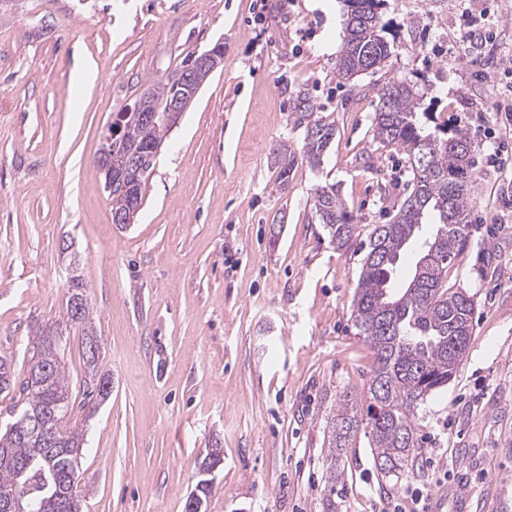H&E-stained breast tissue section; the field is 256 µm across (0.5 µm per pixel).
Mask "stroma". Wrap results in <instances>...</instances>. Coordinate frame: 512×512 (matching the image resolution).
Returning a JSON list of instances; mask_svg holds the SVG:
<instances>
[{"mask_svg":"<svg viewBox=\"0 0 512 512\" xmlns=\"http://www.w3.org/2000/svg\"><path fill=\"white\" fill-rule=\"evenodd\" d=\"M490 44L456 45L463 10ZM345 0H0V356L26 376L37 327L60 322L61 365L82 402L81 512H186L209 448L224 461L203 512H512V166L472 137L469 240L447 285L475 303L456 374L414 412V469L377 470L358 435L335 491L326 424L361 397L375 356L351 322L368 234L408 174L374 136L377 87L414 85L437 124L475 109L512 147V122L471 74L481 54L512 67V0H384L393 53L342 83ZM224 61L168 132L132 224L112 221L98 164L111 115L187 54ZM92 61L94 84L73 81ZM336 135L300 160L308 122ZM296 161L282 173L277 149ZM335 186L360 229L336 249L314 209ZM101 337L107 399L86 383L82 328L67 325L73 276Z\"/></svg>","mask_w":512,"mask_h":512,"instance_id":"obj_1","label":"stroma"}]
</instances>
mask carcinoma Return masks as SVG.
<instances>
[{
	"label": "carcinoma",
	"instance_id": "carcinoma-1",
	"mask_svg": "<svg viewBox=\"0 0 512 512\" xmlns=\"http://www.w3.org/2000/svg\"><path fill=\"white\" fill-rule=\"evenodd\" d=\"M344 42L336 62L341 81L381 69L392 54L379 12L382 0H347ZM420 94L410 85L389 82L378 89L374 136L399 146L406 159L409 192L386 224H376L368 235L351 318L357 335L375 354V367L366 392L355 401L339 400L330 417L326 478L336 487L341 475L336 457L351 447L358 432L368 435L377 469L400 473L413 465L419 437L413 423L418 402L448 384L464 354L453 345L460 336H473L474 300L465 291L444 287L443 269L465 250L469 236L470 189L474 165L472 141L463 130L447 137L428 134L419 122ZM167 128L158 121L132 127L128 140L146 147L163 139ZM336 128L321 120L306 129L301 158L312 166L333 140ZM152 164L141 162L124 170L136 207L142 206L143 185ZM315 213L336 248L349 246L359 236V225L334 187L321 186L314 196ZM416 249L425 261L420 275L406 287L393 283L401 264L385 258H403ZM68 320L84 325L85 357L91 378L100 381L99 356L91 345L100 337L89 325L90 307L84 284L71 280L66 302ZM39 367L48 372L33 379ZM21 387L25 400L12 423L39 419L54 430L50 447L33 431L0 429V499L21 496L30 512H79L78 484L84 434L66 425L72 411L71 394L59 359V333L45 324L34 332L28 376L18 381L12 363L0 358V392ZM25 471L18 477L19 471Z\"/></svg>",
	"mask_w": 512,
	"mask_h": 512
}]
</instances>
